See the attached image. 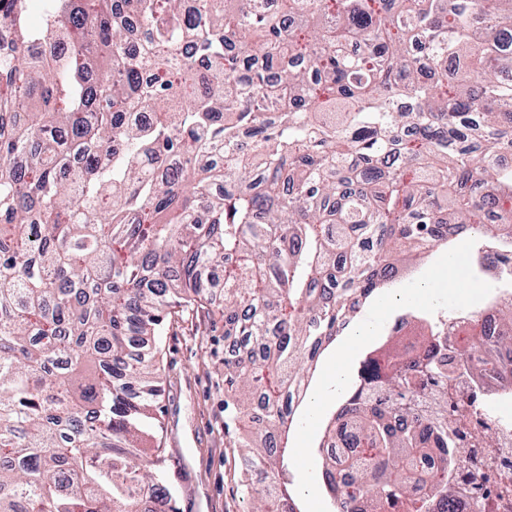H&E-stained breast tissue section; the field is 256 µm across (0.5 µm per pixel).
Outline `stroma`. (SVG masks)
I'll return each instance as SVG.
<instances>
[{
	"label": "stroma",
	"instance_id": "stroma-1",
	"mask_svg": "<svg viewBox=\"0 0 512 512\" xmlns=\"http://www.w3.org/2000/svg\"><path fill=\"white\" fill-rule=\"evenodd\" d=\"M448 253L435 249L406 263L396 285L412 288L431 276L452 297L422 304L412 322L414 335L428 331L438 311L479 309L489 291L483 279L465 271L449 273ZM162 394L150 428L160 444L161 468L173 489L177 512H249L241 487L239 455L224 434V328L195 334L190 324L168 323L159 338Z\"/></svg>",
	"mask_w": 512,
	"mask_h": 512
}]
</instances>
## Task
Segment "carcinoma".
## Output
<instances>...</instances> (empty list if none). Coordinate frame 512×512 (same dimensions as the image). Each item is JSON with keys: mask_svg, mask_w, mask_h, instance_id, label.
Returning <instances> with one entry per match:
<instances>
[{"mask_svg": "<svg viewBox=\"0 0 512 512\" xmlns=\"http://www.w3.org/2000/svg\"><path fill=\"white\" fill-rule=\"evenodd\" d=\"M113 2L44 0L39 33L0 0V512L173 500L143 427L190 312L261 350L224 355L249 512H302L288 437L324 347L459 229L512 254V0ZM448 344L445 318L365 356L318 446L332 512H448ZM504 349L512 301L457 346L480 381Z\"/></svg>", "mask_w": 512, "mask_h": 512, "instance_id": "cac0c4a2", "label": "carcinoma"}]
</instances>
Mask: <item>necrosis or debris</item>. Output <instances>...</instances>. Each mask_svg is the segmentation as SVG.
Returning a JSON list of instances; mask_svg holds the SVG:
<instances>
[{
  "mask_svg": "<svg viewBox=\"0 0 512 512\" xmlns=\"http://www.w3.org/2000/svg\"><path fill=\"white\" fill-rule=\"evenodd\" d=\"M498 323L494 304H486L476 315L463 309L449 320L448 335L460 343L474 333L493 334ZM492 399L487 385L455 373L448 392L456 446L448 471L452 512H512V499L500 497L501 485L512 482V411L490 410Z\"/></svg>",
  "mask_w": 512,
  "mask_h": 512,
  "instance_id": "obj_1",
  "label": "necrosis or debris"
}]
</instances>
